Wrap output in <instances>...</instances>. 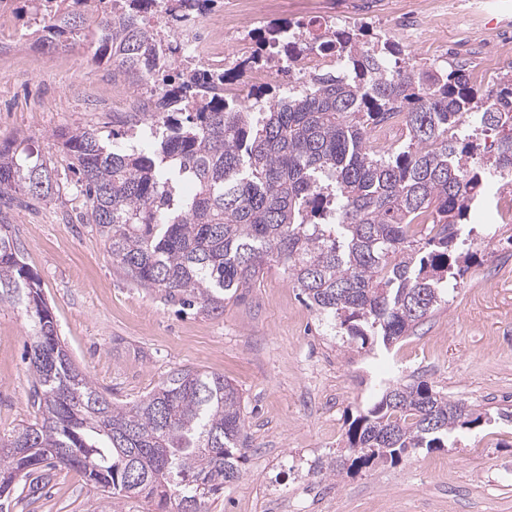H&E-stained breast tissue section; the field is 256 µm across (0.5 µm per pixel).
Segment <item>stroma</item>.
<instances>
[{
  "instance_id": "stroma-1",
  "label": "stroma",
  "mask_w": 512,
  "mask_h": 512,
  "mask_svg": "<svg viewBox=\"0 0 512 512\" xmlns=\"http://www.w3.org/2000/svg\"><path fill=\"white\" fill-rule=\"evenodd\" d=\"M411 0H303L285 21L335 18L399 43L404 56L465 64L482 93L505 67L488 57L494 41L512 54V0H486L471 19L443 0H422L421 35L394 22ZM47 69L25 77L0 70V144L25 137L66 176L57 134L94 128L108 136L112 97L127 94L89 54L48 52ZM75 187L31 209L7 211L0 232L16 239L39 278L58 333L96 387L119 403L136 401L178 369L219 374L244 398L250 449L243 476L211 498L208 512H512V423L481 422L454 443L418 450L314 484V459L341 446L348 424L380 380L424 381L483 409L512 407V218L491 195L473 206L471 266L449 286L448 302L391 353L346 344L307 306L279 269L265 271L223 314L179 310L130 283L92 224L80 223ZM30 320L0 306V432L32 420V375L24 360ZM93 485L59 473L46 495L11 512H105Z\"/></svg>"
}]
</instances>
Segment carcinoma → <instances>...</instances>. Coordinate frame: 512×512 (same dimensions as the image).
<instances>
[{
	"label": "carcinoma",
	"instance_id": "cac0c4a2",
	"mask_svg": "<svg viewBox=\"0 0 512 512\" xmlns=\"http://www.w3.org/2000/svg\"><path fill=\"white\" fill-rule=\"evenodd\" d=\"M215 0H169L177 26ZM159 0H0V11L36 21L43 51L91 37L92 60L137 91L150 82L154 111L133 112L144 146L103 140L94 129L61 131L68 168L112 261L132 283L167 302L221 313L265 270L280 268L336 335L385 350L445 302L448 279L474 254L457 249L471 206L492 171L512 172V71L501 73L479 126L508 130L488 157L470 162L459 117L478 90L461 67L404 61L390 38L317 21L266 32L251 63L276 49L288 60L314 51L336 69L289 90L261 88L254 112L220 91L224 75L186 80L168 63L177 41L146 26ZM26 139L0 145V197L61 194L55 168L31 162ZM24 304L32 320L26 356L34 419L0 433V512L37 499L55 470H75L112 512L142 498L155 512H205L206 499L242 477L249 447L242 396L224 376L173 372L143 398L115 403L62 344L40 281L17 241L0 234V305ZM482 412L425 382L381 381L351 420L345 446L308 470L322 482L345 467L392 463L448 446Z\"/></svg>",
	"mask_w": 512,
	"mask_h": 512
}]
</instances>
